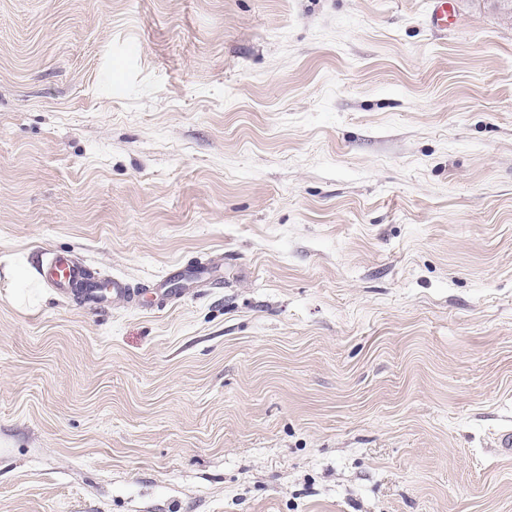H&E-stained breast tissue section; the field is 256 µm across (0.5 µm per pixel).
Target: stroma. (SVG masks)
I'll return each instance as SVG.
<instances>
[{
  "instance_id": "stroma-1",
  "label": "stroma",
  "mask_w": 512,
  "mask_h": 512,
  "mask_svg": "<svg viewBox=\"0 0 512 512\" xmlns=\"http://www.w3.org/2000/svg\"><path fill=\"white\" fill-rule=\"evenodd\" d=\"M429 4L0 0V512H512V21ZM432 12L430 14L431 28L438 32H448V27L454 25L455 0H431ZM41 275L61 292H66L75 284L89 281L87 268L83 264L62 255L51 258L41 269Z\"/></svg>"
}]
</instances>
